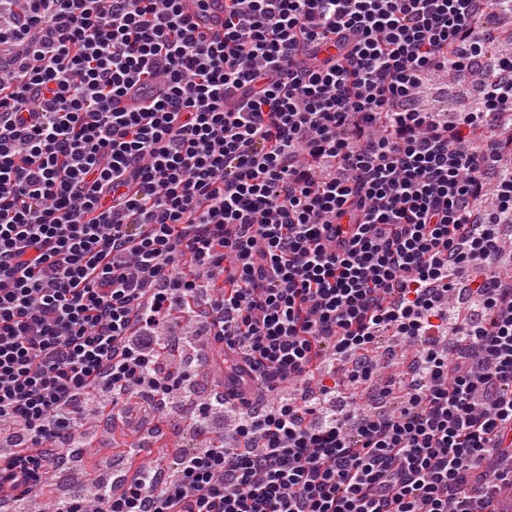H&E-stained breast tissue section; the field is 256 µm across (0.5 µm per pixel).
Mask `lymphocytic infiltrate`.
I'll list each match as a JSON object with an SVG mask.
<instances>
[{
	"mask_svg": "<svg viewBox=\"0 0 512 512\" xmlns=\"http://www.w3.org/2000/svg\"><path fill=\"white\" fill-rule=\"evenodd\" d=\"M0 21V421L25 443L0 496L71 447L84 396L137 389L166 405L185 373L159 326L219 272L204 330L270 386L318 394L235 409L238 444L155 466L100 508L68 512H500L512 497V57L491 58L495 0H224L201 33L184 0H23ZM335 41L336 56L319 59ZM479 79L442 124L426 77ZM164 91L136 111V86ZM481 149H471L473 138ZM493 191L495 211L477 217ZM463 285L481 316L451 351L427 335ZM419 345L396 412L339 417L383 333Z\"/></svg>",
	"mask_w": 512,
	"mask_h": 512,
	"instance_id": "lymphocytic-infiltrate-1",
	"label": "lymphocytic infiltrate"
}]
</instances>
